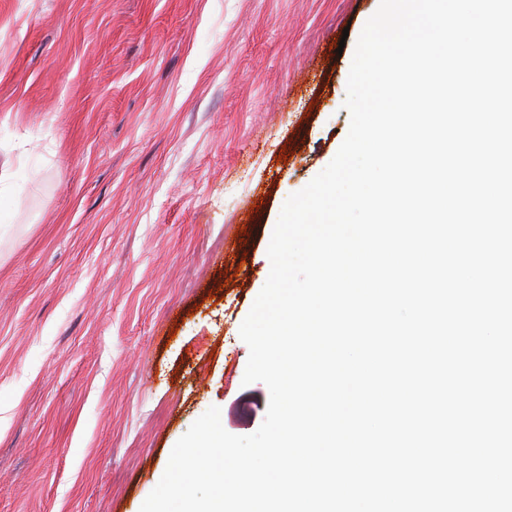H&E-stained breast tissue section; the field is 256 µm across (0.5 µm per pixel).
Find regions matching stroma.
Segmentation results:
<instances>
[{"mask_svg":"<svg viewBox=\"0 0 512 512\" xmlns=\"http://www.w3.org/2000/svg\"><path fill=\"white\" fill-rule=\"evenodd\" d=\"M379 5L0 0V512H140L210 407L259 428L240 325Z\"/></svg>","mask_w":512,"mask_h":512,"instance_id":"1","label":"stroma"}]
</instances>
